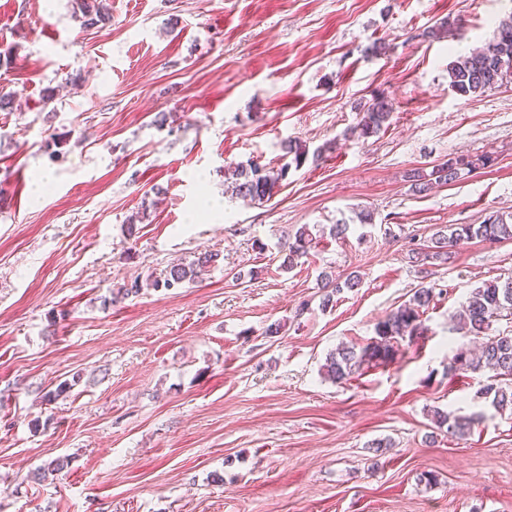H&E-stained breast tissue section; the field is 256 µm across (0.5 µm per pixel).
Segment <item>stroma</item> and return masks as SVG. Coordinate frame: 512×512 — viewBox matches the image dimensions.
Here are the masks:
<instances>
[{"label": "stroma", "instance_id": "stroma-1", "mask_svg": "<svg viewBox=\"0 0 512 512\" xmlns=\"http://www.w3.org/2000/svg\"><path fill=\"white\" fill-rule=\"evenodd\" d=\"M107 4L86 29L76 0H0V92L17 103L0 111V512H512V420L481 374L448 373L469 341L455 316L512 276V242L415 259L438 227L512 213V84L468 101L448 86L512 0ZM446 18L462 32L424 40ZM379 38L390 52L367 54ZM379 92L390 126L346 137ZM288 138L337 148L264 204L232 198L227 168L280 165ZM481 154L455 183L406 179ZM304 224L325 235L283 269ZM205 251L197 283L152 289ZM326 273L361 285L321 308ZM429 283L444 294L391 362L323 378L328 352ZM435 408L475 416L471 433L438 431Z\"/></svg>", "mask_w": 512, "mask_h": 512}]
</instances>
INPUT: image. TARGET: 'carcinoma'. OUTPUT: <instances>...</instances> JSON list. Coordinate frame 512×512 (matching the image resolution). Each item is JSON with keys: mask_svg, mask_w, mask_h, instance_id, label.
I'll return each instance as SVG.
<instances>
[{"mask_svg": "<svg viewBox=\"0 0 512 512\" xmlns=\"http://www.w3.org/2000/svg\"><path fill=\"white\" fill-rule=\"evenodd\" d=\"M82 25L95 29L111 20L106 0H79ZM453 23L442 20L426 28L422 37L430 41L447 36ZM512 64V17L499 22L491 41L468 55L460 56L448 64V86L461 98L470 99L484 95L512 82V72L502 67V63ZM395 108L391 99L384 94H376L358 108V122L352 133L369 138L387 129ZM283 157L288 162L274 170L266 164L252 161L239 165L229 175L235 196L248 204H262L269 201L282 182L287 180L292 168H300L308 156L317 159L327 151L319 147L309 151L304 142L290 139L284 142ZM490 163V158L461 156L454 158V164L447 162L436 166L430 173L414 169L408 173L409 181L416 190L426 192L435 185H448L456 182L462 171H472ZM316 236L304 224L296 230L288 242L282 265L290 269L306 256L315 243ZM480 240L487 242L512 241V214L490 215L482 224H450L440 227L431 236L428 244L416 252L420 260L445 262L451 257V248L462 241ZM218 254L205 252L187 263H178L169 269L164 278L151 283L155 289L170 290L198 279ZM360 285V278L348 275L338 282L325 274L321 285V306L326 308L334 302L343 289L349 290ZM434 286L418 288L409 302L390 312L375 325V337L363 346L341 344L326 358L322 366L324 376L335 384H343L356 370L371 361L393 359L397 345L405 337H411L421 327V316L435 298ZM512 319V277L493 279L473 289L465 306L459 313L460 328L480 340L475 354L459 350L448 361V373L462 374L480 372L486 377L481 394L491 400L498 412H512V333L487 334L493 322ZM433 419L437 427L447 428L454 436L470 433L475 420L472 417L454 416L436 408Z\"/></svg>", "mask_w": 512, "mask_h": 512, "instance_id": "cac0c4a2", "label": "carcinoma"}]
</instances>
